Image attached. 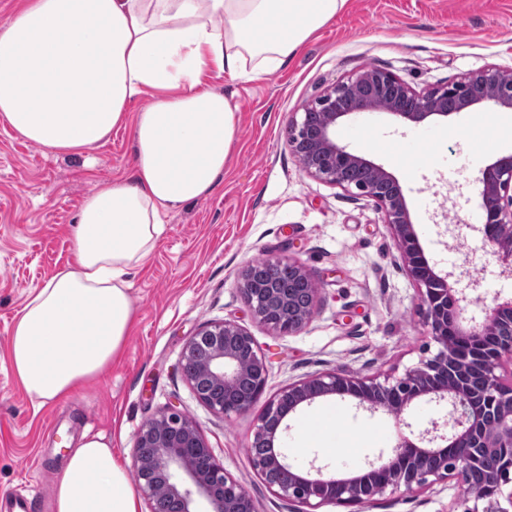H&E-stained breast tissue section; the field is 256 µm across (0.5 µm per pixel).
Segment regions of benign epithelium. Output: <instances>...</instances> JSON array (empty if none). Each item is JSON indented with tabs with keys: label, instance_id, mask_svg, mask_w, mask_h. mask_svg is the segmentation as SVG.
Wrapping results in <instances>:
<instances>
[{
	"label": "benign epithelium",
	"instance_id": "7a95c632",
	"mask_svg": "<svg viewBox=\"0 0 512 512\" xmlns=\"http://www.w3.org/2000/svg\"><path fill=\"white\" fill-rule=\"evenodd\" d=\"M512 111V69L497 66L470 72L456 81L420 91L395 74L366 67L302 106L300 117L286 126L290 151L310 177L345 190L356 189L375 201L390 225L407 274L421 287L420 311L434 353L400 377L366 378L345 370L313 373L282 387L270 397L258 419L250 447L253 468L288 512H316L323 505L353 507L372 503L386 493L416 492L437 481L455 480L463 495L484 503L481 511L509 512L500 505L511 471H490L487 462L512 453V378L498 374L512 361V300L486 310L483 321L465 325V288L451 286L429 266L414 231L397 179L383 166L354 154L336 141V128L360 112L380 111L402 122L463 111ZM365 170L360 181L347 177ZM484 222L478 231L491 253L508 262L512 272V154L498 157L476 177ZM263 266L286 270L309 281L296 261L268 255ZM256 263L241 273V293L253 317L280 335L301 332L311 322L318 301L298 304L273 279L253 280ZM182 359L199 362L185 374L197 400L216 415L249 411L267 383V364L251 332L234 321L202 327L186 343ZM351 396L371 409L401 418L417 400L447 401L451 430L438 425L415 442L399 439L387 458L351 476H326L320 468L303 471L274 448L288 417L303 406L328 397ZM133 472L139 494L150 512H159L165 495L176 512H196L200 498L209 512H258L245 488L224 470L193 420L168 407L144 424L134 442Z\"/></svg>",
	"mask_w": 512,
	"mask_h": 512
}]
</instances>
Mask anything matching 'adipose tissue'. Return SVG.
I'll return each mask as SVG.
<instances>
[{
	"mask_svg": "<svg viewBox=\"0 0 512 512\" xmlns=\"http://www.w3.org/2000/svg\"><path fill=\"white\" fill-rule=\"evenodd\" d=\"M347 2L18 0L0 23V123L55 153H88L122 128L133 141L132 175L84 200L72 263L29 293L9 327L7 362L34 404L68 398L120 359L136 315L128 274L152 256L165 215L223 176L238 108L203 75L279 70ZM139 509L111 442L84 437L52 512Z\"/></svg>",
	"mask_w": 512,
	"mask_h": 512,
	"instance_id": "1",
	"label": "adipose tissue"
}]
</instances>
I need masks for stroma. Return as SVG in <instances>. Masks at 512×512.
<instances>
[{
  "label": "stroma",
  "instance_id": "stroma-1",
  "mask_svg": "<svg viewBox=\"0 0 512 512\" xmlns=\"http://www.w3.org/2000/svg\"><path fill=\"white\" fill-rule=\"evenodd\" d=\"M492 65L512 68V0H349L298 56L253 80L205 73L234 92L240 125L222 180L206 198L170 213L150 259L132 272L137 316L121 359L92 386L34 408L7 365L8 329L29 292L72 259L69 226L84 199L133 171L129 131L113 132L83 156L50 152L0 125V499L39 492L50 512L55 479L83 435H106L125 464L134 438L159 410L190 416L258 512H287L247 453L262 404L222 417L195 397L182 371L187 341L203 326L233 320L254 336L267 363L266 395L307 375L345 370L403 375L427 344L419 291L406 273L374 200L307 176L285 138L289 115L365 67L389 70L414 89L445 84ZM348 150L383 165L402 187L415 232L437 273H469L465 316L482 321L512 299V274L485 246L475 179L512 152V113L462 112L402 124L384 112L354 115L336 130ZM274 255L302 264L319 290L310 324L281 336L259 324L239 288L248 261ZM336 412L344 451L320 445L321 407ZM447 402L419 400L402 419L325 400L290 418L275 442L290 463L329 475L362 472L400 436L445 423ZM455 481L387 494L358 512H469Z\"/></svg>",
  "mask_w": 512,
  "mask_h": 512
}]
</instances>
